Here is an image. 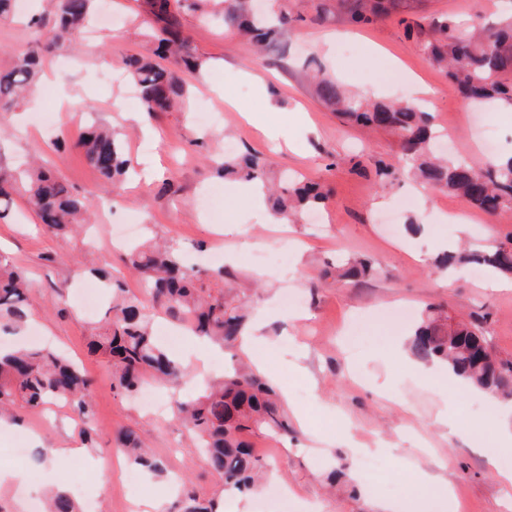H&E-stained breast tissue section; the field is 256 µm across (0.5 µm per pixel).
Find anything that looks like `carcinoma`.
I'll use <instances>...</instances> for the list:
<instances>
[{
    "mask_svg": "<svg viewBox=\"0 0 512 512\" xmlns=\"http://www.w3.org/2000/svg\"><path fill=\"white\" fill-rule=\"evenodd\" d=\"M350 22L370 24L400 14L398 24L416 40L429 60L461 93L484 99L512 101V19L489 29L481 16L472 18L466 31L446 16L429 23V29L403 13L408 0H339ZM92 0H55L52 25L40 17L34 22L31 40L12 48L14 64L0 70V111H8L23 98L43 54L63 44L72 30L88 20ZM156 28L157 56L192 71L202 67L189 37L183 34L178 11L186 8L218 17L224 27L238 31L246 49L254 54L284 56L277 36L288 33L304 15L291 11L290 0H271L268 12H258L254 0H146ZM125 67L149 111L171 107L187 95L185 83L171 68L130 54ZM315 91L321 101L343 118L361 126L386 130L398 143L400 155L390 163L377 162L379 187L386 190L411 177L448 192L464 204L486 213L512 207V157L487 169L476 181L474 168L444 158L433 146V115L403 102L371 99L349 93L317 58L306 59ZM87 161L100 173L103 183L97 196L80 195L35 158L30 168L14 176L0 172V219L13 204L8 187L19 183L27 206L49 232L80 230L96 210V199L122 197L132 159L124 142L107 127L89 129L76 143ZM216 172L259 185L266 194L272 215L290 222L302 212L322 204L327 197L316 183L297 176L276 175L269 158L245 151L220 160ZM125 263L145 283L152 301L174 324L188 323L198 336L231 350L244 335L249 322L246 296L233 291L236 275L223 267L199 269L185 263L179 249L149 238L125 248ZM491 267L512 275V242L488 252L460 249L438 256L434 266L446 270L458 264ZM373 261L357 258L336 268V277L362 280L374 275ZM109 297L103 323L91 336L90 347L100 352L112 369V389L120 397L135 400L152 381L171 393L191 375L182 361L155 340L149 316L141 301L119 276L101 275ZM30 281L25 271L0 261V328L22 332L29 321L26 294ZM411 356L424 365L441 363L448 372L471 387L498 400L512 398V360L488 352L477 327L451 321L439 306L420 315L408 343ZM50 401L68 404L85 423L93 414L92 379L79 366L48 345L0 351V417L18 418V411L42 412ZM178 415L197 438L207 467L226 493H252L265 464L255 455L250 437L260 433L288 435L292 423L280 396L269 382L247 364L234 366L214 378L198 396L176 402ZM116 451L135 468L154 477L166 473L164 463L142 444L132 429L117 435ZM216 499L198 495L187 486L182 512H217ZM45 512H81L69 493L48 495Z\"/></svg>",
    "mask_w": 512,
    "mask_h": 512,
    "instance_id": "1",
    "label": "carcinoma"
}]
</instances>
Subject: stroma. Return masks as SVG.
Returning a JSON list of instances; mask_svg holds the SVG:
<instances>
[{"instance_id":"1","label":"stroma","mask_w":512,"mask_h":512,"mask_svg":"<svg viewBox=\"0 0 512 512\" xmlns=\"http://www.w3.org/2000/svg\"><path fill=\"white\" fill-rule=\"evenodd\" d=\"M119 25L115 30L83 33L77 51L61 49L43 57L40 83H65L76 88L83 110L81 122L58 124L52 132L34 125L47 100L22 102L0 112V168L11 171L27 156L42 153L59 157L58 174L81 194L96 192L102 178L74 147L90 123L112 127L125 134V148L141 169L151 168V178L134 174L125 186L124 199L112 210L116 224H147L156 237L175 243L185 258L208 259L217 247L240 255L236 270L241 277L260 279L262 293L252 302L265 314L261 333L273 345L260 368L276 390L287 397L290 409L303 410L306 420L288 437L252 436L257 453L273 472L271 486L254 494L225 495L223 512H282L280 495H287L292 512H378L377 504L392 501L398 512H512V493L506 492L499 472L502 448H481L472 431L449 435L433 426L440 413L452 414L465 424L481 419L491 425L497 407L485 397L462 389L447 376L423 372L421 364L406 359L398 375L377 356L389 341L406 342L418 312L440 303L449 314L483 319V332L497 354L512 358V288L485 287L484 274L460 267L450 276L432 271L436 248L410 236L404 224L383 228L379 213L395 206L400 195L411 194L410 182L380 192L374 163L392 161L398 153L385 132L344 122L314 94L303 71L306 55L317 54L329 73L352 93L404 99L406 82L417 77L433 91L430 112L436 126L451 133L457 158L477 166L495 163L512 152V114L480 113L468 121L463 98L452 83L427 59L419 46L406 38L390 18L354 27L344 15L333 13L322 24L306 22L293 31L287 55L278 63L246 51L237 35L181 10L182 29L203 62L201 71L183 72L190 95L168 112H146L141 102L126 103L124 83L108 82L129 54H150L152 20L144 0H108ZM416 0L425 16L448 15L466 22L480 13L489 20L512 12V0ZM45 0H17L9 18H0V69L12 66L10 50L30 40L31 18L46 15ZM349 33V46L333 41L332 33ZM205 99L221 119L209 129L200 128L190 111ZM240 104V111L226 107ZM270 119L273 139H266L257 123ZM231 140L238 150L266 154L276 171L297 172L322 183L330 198L323 224L309 220L296 224H249L243 233L217 237L216 225L203 218L198 200L204 191L220 189L224 195V221H239L241 206L235 198V181L215 174L205 155L221 150ZM424 199L432 236L455 244L457 227L446 222L449 211L461 202L447 192L426 189ZM471 248L486 244L487 228L496 239H512V210L491 215L469 210ZM107 226L93 224L78 235L44 233L23 198H15L13 215L0 221V256L26 271L32 287L28 294L30 324L50 337L85 369L93 380L94 453L106 458L114 453L118 428L140 431L151 452L167 469L163 478H148L147 498L159 497L165 512H181L176 482L191 480L201 496L218 487L198 448L177 419L165 392H158L159 412L114 396L112 375L104 358L90 353L89 337L98 314L83 312L74 296L78 269H123L120 248H107ZM280 240L289 253L287 266L258 272L252 243ZM363 256L374 260L379 272L364 283L328 279L319 284L318 273ZM65 286L63 296L52 288ZM297 293L298 311H282L285 292ZM375 330V339L356 348L344 342L353 323ZM16 433L38 436L48 442L82 444L80 424L63 404L40 414L22 413ZM370 444L378 470L372 479L328 487L324 474L336 468L353 474L363 458L339 446L345 432ZM428 449L441 461L450 483V497L440 491L419 496L414 472L399 459L398 445ZM127 460L112 466V485L99 492L90 482L91 467L84 460H68L64 472L68 486L83 482V495L99 501L101 512L128 495Z\"/></svg>"}]
</instances>
